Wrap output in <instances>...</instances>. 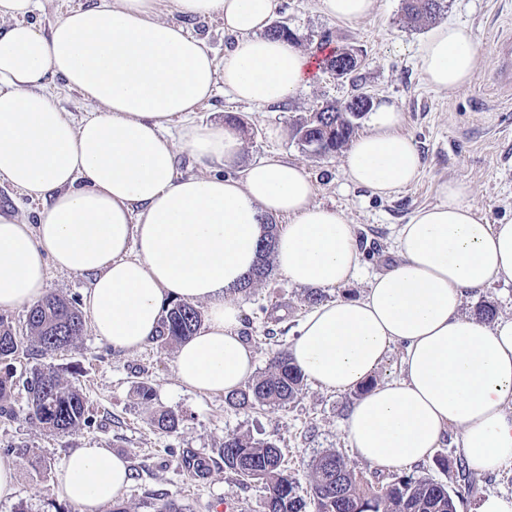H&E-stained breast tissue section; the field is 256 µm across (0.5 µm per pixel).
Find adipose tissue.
Instances as JSON below:
<instances>
[{"label":"adipose tissue","instance_id":"ef3b65f1","mask_svg":"<svg viewBox=\"0 0 512 512\" xmlns=\"http://www.w3.org/2000/svg\"><path fill=\"white\" fill-rule=\"evenodd\" d=\"M160 2L96 0L44 34L15 21L35 0H0V178L44 204L34 224L0 214V312L43 299L49 269L76 272L90 279L84 310L96 336L130 352L155 338L165 302L207 303L176 351L175 374L188 388L226 394L256 371L234 290L257 261L264 222L287 217L273 258L307 288L350 282L358 239L341 211L316 202L295 162L264 160L235 178L177 172L179 144L203 165L239 158L235 130L192 118L217 87L259 109L276 105L311 82L313 57L267 35L278 0H170L172 21L158 19ZM209 16L236 37L220 61L186 29ZM479 59L474 31L450 22L423 42L419 69L430 86L453 90L472 80ZM53 79L92 112L74 121L50 94ZM423 167L388 103L343 158L347 179L382 197ZM437 195L399 226L395 261L362 296L304 317L289 356L322 388L362 389L346 424L358 459L402 470L454 429L468 467L493 473L512 464V319L490 325L462 305L468 292L512 277V223H485L460 182H441ZM396 343L401 377L372 383ZM129 482L123 457L85 447L59 466L55 489L77 512H101Z\"/></svg>","mask_w":512,"mask_h":512}]
</instances>
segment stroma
I'll list each match as a JSON object with an SVG mask.
<instances>
[{
  "label": "stroma",
  "mask_w": 512,
  "mask_h": 512,
  "mask_svg": "<svg viewBox=\"0 0 512 512\" xmlns=\"http://www.w3.org/2000/svg\"><path fill=\"white\" fill-rule=\"evenodd\" d=\"M441 22L469 25L480 43V60L470 83L451 91L427 86L418 70L420 47L430 24L410 25L403 0H378L374 15L355 23L328 19L318 13L316 0H280L276 20L286 22L299 38V48L314 52L321 37L333 44L362 50L364 64L357 81L336 78L317 70L307 89L288 102L258 109L224 93L198 105L194 119L224 123L228 114L241 120L243 150L236 166L225 168L228 177L243 167L267 158H284L307 169L317 202L333 205L355 224L361 253L357 279L341 288L326 289L327 300L363 295L373 274L395 258L396 232L419 208L437 203V185L453 179L468 185L470 197L490 224L512 222V90L498 84V41L512 35V0H447ZM375 101L399 106L403 129L415 139L426 161L419 181L387 197L348 181L341 154L324 155L302 147L297 124L325 103H341L356 92ZM307 288L295 286L270 267L266 280L237 300L249 319L248 341L259 354L257 374L267 372L274 355L287 351L300 321L310 311ZM491 302L500 318H512V279L501 278L468 293L463 311L472 314L481 302ZM175 346L151 342L133 352L113 350L85 327L73 347L49 358L19 357L17 375L49 363L82 390L88 421L68 434L50 432L26 417L27 394L16 387L11 403L17 420H0V448L17 449V491L0 501V512H76L55 493L56 471L74 449L88 446L111 449L123 456L131 482L122 495L130 512H154L158 496L174 501L184 512H264L265 491L260 484L241 485L226 470L220 448L226 435L247 434L281 448L284 464L296 483L298 495L311 502L314 459L323 451L341 452L355 473L386 483L390 472L352 454L344 434L350 406L360 390L334 392L305 383L300 394L283 406H264L246 412L227 408L220 394L183 387L174 371ZM152 389L151 400L140 394ZM176 412L181 423L175 435L161 433L153 423L155 411ZM205 458L207 476L187 470L184 457ZM448 466H440V459ZM456 434L448 432L414 475L432 478L458 494L457 512H474L479 495L512 494V465L492 475L475 477L472 493L455 462Z\"/></svg>",
  "instance_id": "obj_1"
}]
</instances>
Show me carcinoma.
<instances>
[{"label":"carcinoma","instance_id":"carcinoma-1","mask_svg":"<svg viewBox=\"0 0 512 512\" xmlns=\"http://www.w3.org/2000/svg\"><path fill=\"white\" fill-rule=\"evenodd\" d=\"M406 18L412 23L433 21L446 8L445 0H404ZM361 50L338 46L321 60V66L334 71L340 66L342 77L357 81L359 67L352 64ZM355 130L351 102L336 107L326 105L295 130L301 146L315 152L340 151ZM260 260L240 291L252 289L269 272V259L277 234V224L264 225ZM202 323L197 306L173 302L165 310L156 341L177 344L187 339ZM27 334L17 335L10 323L0 318V417L16 418L9 403L16 385L11 361L36 349L51 356L72 347L84 331V319L75 303L48 295L30 307L26 319ZM304 376L287 354L274 357L271 369L245 390L224 396V404L246 411L257 406L285 404L300 393ZM29 394L26 418L57 433H71L88 422V409L80 390L52 367L35 369L23 381ZM156 428L166 434L177 432L180 417L171 410L153 416ZM224 467L238 477L240 484L257 482L266 490L265 512H306V501L298 495L292 478L283 465L282 451L268 442L247 435L233 434L220 449ZM312 491L317 512H457L454 495L448 487L433 479L395 474L391 481L375 490L335 450L320 454L312 464Z\"/></svg>","mask_w":512,"mask_h":512}]
</instances>
